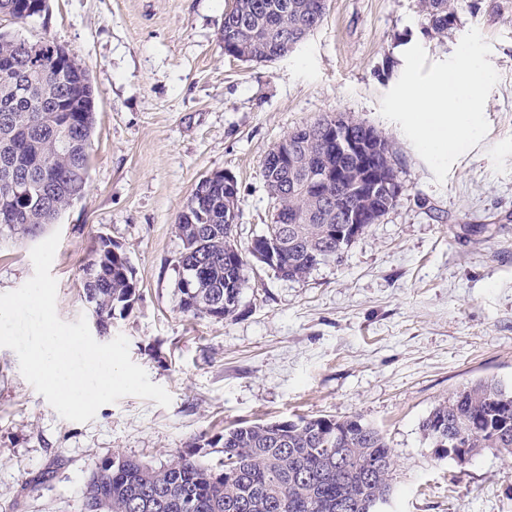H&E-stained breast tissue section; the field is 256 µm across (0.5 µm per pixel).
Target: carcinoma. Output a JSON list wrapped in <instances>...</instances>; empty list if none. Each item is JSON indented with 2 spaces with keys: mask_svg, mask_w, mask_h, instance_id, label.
<instances>
[{
  "mask_svg": "<svg viewBox=\"0 0 512 512\" xmlns=\"http://www.w3.org/2000/svg\"><path fill=\"white\" fill-rule=\"evenodd\" d=\"M25 0H0V14L17 22ZM327 0H233L224 13V54L263 63L284 56L323 21ZM426 28L445 36L457 22V0H417ZM21 39L0 34V233L37 237L46 225L81 199L89 179L92 140L74 113L61 129L39 121L54 105L58 87L28 81ZM27 82L26 93L12 82ZM327 118L294 130L296 163L283 172L263 166V178L277 208L305 220L294 225V244L283 250L284 277L303 281L324 261L339 260L354 240L325 235L338 217L360 213L368 230L380 224L397 201L370 193L364 176L398 177L388 139L374 127L349 118L354 137L377 138L381 150L340 159L343 172L329 192L336 208H326L320 193L307 187L321 157L330 156L322 131ZM205 205L193 224H176L182 241L179 269L192 277L200 266L202 282L176 284L182 313L193 318L224 319L237 310L245 284V260L234 243V228L224 220V179L196 185ZM97 237L82 268L84 302L94 308L102 330L115 311L131 310L139 289L126 254ZM424 437L437 445L463 436L470 448H487L512 458V387L495 379H478L440 401L422 422ZM206 446L224 448L215 465L194 452L172 457L160 466L119 452L104 458L83 490L82 512H366L363 503L391 491L395 460L367 483L364 464L391 453L383 434L357 417L326 416L242 423L224 430Z\"/></svg>",
  "mask_w": 512,
  "mask_h": 512,
  "instance_id": "carcinoma-1",
  "label": "carcinoma"
}]
</instances>
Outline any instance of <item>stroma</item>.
<instances>
[{"label": "stroma", "instance_id": "1", "mask_svg": "<svg viewBox=\"0 0 512 512\" xmlns=\"http://www.w3.org/2000/svg\"><path fill=\"white\" fill-rule=\"evenodd\" d=\"M232 0H49L11 25L66 46L87 69L96 130L84 197L46 234L61 240L51 273L56 311L86 314L82 268L98 235L119 244L139 298L101 343L125 335L132 360L171 395L127 396L85 423L61 418L0 347V512H81V491L119 452L160 465L242 422L357 417L395 460L384 512H512V459L487 451L458 465L421 432L433 407L479 378L512 383V0H459L446 37L426 33L417 0H328L319 27L271 62L224 53ZM478 28L500 79L489 132L436 182L398 124L379 113L404 52L449 58ZM352 116L388 138L404 189L341 261L303 281L248 260L236 312L179 309L175 227L203 176L238 184L240 248L272 223L262 176L272 148L299 126ZM32 238L0 239V293L34 272Z\"/></svg>", "mask_w": 512, "mask_h": 512}]
</instances>
